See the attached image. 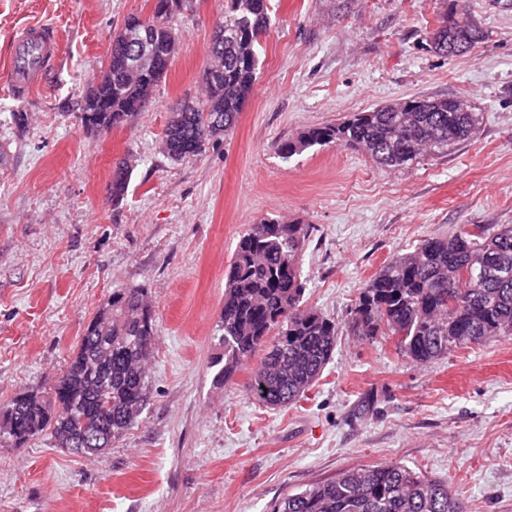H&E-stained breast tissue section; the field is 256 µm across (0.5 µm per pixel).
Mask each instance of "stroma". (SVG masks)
<instances>
[{
	"label": "stroma",
	"instance_id": "35a3bbf8",
	"mask_svg": "<svg viewBox=\"0 0 512 512\" xmlns=\"http://www.w3.org/2000/svg\"><path fill=\"white\" fill-rule=\"evenodd\" d=\"M152 0H0V407L57 378L114 289L146 288L157 327L150 401L137 425L83 456L41 438L0 444V512H272L347 468L401 463L447 480L468 512H512V338L429 365L348 310L399 253L462 225H512V0H270L258 80L232 135L175 163L161 140L201 94L224 0L175 23L180 49L133 124H81L112 36ZM484 37L453 58L429 36L443 10ZM57 30L61 57L31 98L4 69L28 25ZM414 97H457L472 139L395 169L333 144L290 159L280 142ZM25 112V130L10 120ZM134 168L112 203V171ZM264 218L308 224L304 302L339 325L338 347L298 402L271 409L216 382V324L239 237Z\"/></svg>",
	"mask_w": 512,
	"mask_h": 512
}]
</instances>
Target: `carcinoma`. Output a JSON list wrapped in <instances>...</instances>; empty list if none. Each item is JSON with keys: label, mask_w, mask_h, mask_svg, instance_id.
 <instances>
[{"label": "carcinoma", "mask_w": 512, "mask_h": 512, "mask_svg": "<svg viewBox=\"0 0 512 512\" xmlns=\"http://www.w3.org/2000/svg\"><path fill=\"white\" fill-rule=\"evenodd\" d=\"M205 69V110L171 113L162 140L171 160L193 159L206 145L233 133L257 78L258 38L271 25L269 0H226ZM194 0H153L150 15L131 14L112 36L109 76L82 98L80 120L107 133L131 124L152 99L179 49L172 21L193 11ZM137 31L143 45L126 35ZM482 38L466 13L436 20V40L472 48ZM356 112L340 123L312 127L278 146L287 160L315 145L335 144L369 155L382 169L403 167L423 150L441 152L475 132L473 112H457L446 98H415ZM132 174L127 158L112 176V202L121 203ZM310 226L262 219L240 236L227 272L217 323L224 346L220 381L255 356L246 391L269 407H286L313 385L336 350L335 320L303 306L300 257ZM364 336L396 340L399 354L426 364L512 336V226L486 224L479 234L461 228L422 241L393 257L361 289L351 308ZM155 317L143 287L112 292L85 329L80 346L48 391L16 395L0 411V441L24 446L48 436L72 448L82 433L112 423L116 438L132 428L147 405L145 362L155 341ZM273 512H467L448 482L401 464L345 469L279 499Z\"/></svg>", "instance_id": "obj_1"}]
</instances>
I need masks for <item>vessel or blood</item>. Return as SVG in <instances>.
Listing matches in <instances>:
<instances>
[{
    "instance_id": "1",
    "label": "vessel or blood",
    "mask_w": 512,
    "mask_h": 512,
    "mask_svg": "<svg viewBox=\"0 0 512 512\" xmlns=\"http://www.w3.org/2000/svg\"><path fill=\"white\" fill-rule=\"evenodd\" d=\"M61 45L53 26L35 24L15 39L7 68V80L16 99L24 100L39 89L49 70L58 62Z\"/></svg>"
}]
</instances>
